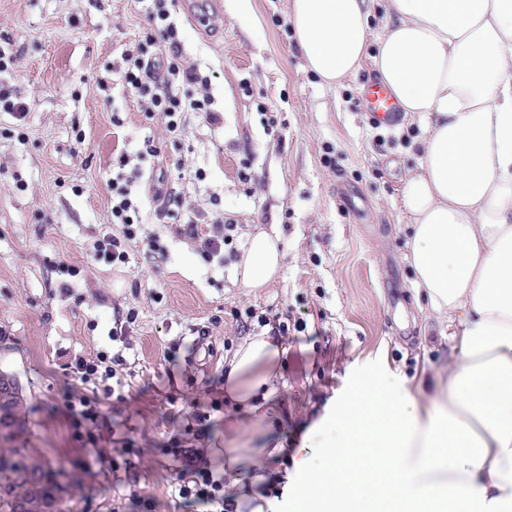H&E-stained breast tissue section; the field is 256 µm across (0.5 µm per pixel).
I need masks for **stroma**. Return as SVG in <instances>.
Segmentation results:
<instances>
[{
	"instance_id": "obj_1",
	"label": "stroma",
	"mask_w": 512,
	"mask_h": 512,
	"mask_svg": "<svg viewBox=\"0 0 512 512\" xmlns=\"http://www.w3.org/2000/svg\"><path fill=\"white\" fill-rule=\"evenodd\" d=\"M219 2L217 11L208 0L174 2L187 62L216 74L208 94L218 117L188 113L175 135L112 73L148 28L139 0H0V36L16 56L0 80L29 105L20 125L0 112V371L18 381L31 447L63 482L78 481L72 512H141L142 496L151 512H206L173 493L170 447L183 440L197 466L223 468L216 379L260 331L242 326L247 311L289 328L267 402L282 426L269 433L292 448L312 434L318 459L338 440L323 418L358 381L422 390L452 352L419 307L405 259L401 189L418 164L420 119L377 127L364 118L371 63L338 88L321 86L295 46L289 0ZM147 139L159 154L138 158ZM123 154L129 162L116 168ZM119 174L165 256L142 241L127 265L94 260L95 243L116 229ZM159 188L190 206L202 234L216 233L219 214L236 224L223 263H206L198 242L176 234L181 216L156 199ZM257 224L280 234L285 259L275 280L249 290L235 266ZM66 265L77 276L63 274ZM130 311L124 343L112 341L110 328ZM100 350L123 356L107 381L119 392L104 399L86 444L60 407L74 384L64 368ZM195 399L211 406L210 426L194 425Z\"/></svg>"
}]
</instances>
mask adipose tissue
Wrapping results in <instances>:
<instances>
[{
  "label": "adipose tissue",
  "mask_w": 512,
  "mask_h": 512,
  "mask_svg": "<svg viewBox=\"0 0 512 512\" xmlns=\"http://www.w3.org/2000/svg\"><path fill=\"white\" fill-rule=\"evenodd\" d=\"M371 41L367 0H290L308 69L341 86L364 61L403 113L426 117L419 169L402 188L411 215L413 285L455 341L433 391L362 386L333 412L342 442L320 465L283 441L251 457L283 350L270 329L224 360L235 414L224 427L226 499L263 512L239 466L291 460L304 475L293 512H512V0H385ZM279 237L249 236L241 284L261 288L282 268Z\"/></svg>",
  "instance_id": "obj_1"
}]
</instances>
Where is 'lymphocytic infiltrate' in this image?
Instances as JSON below:
<instances>
[{
  "instance_id": "f902f5d3",
  "label": "lymphocytic infiltrate",
  "mask_w": 512,
  "mask_h": 512,
  "mask_svg": "<svg viewBox=\"0 0 512 512\" xmlns=\"http://www.w3.org/2000/svg\"><path fill=\"white\" fill-rule=\"evenodd\" d=\"M140 2L151 28L132 50L122 56L120 79L123 86L132 96L147 102L149 111L162 113L170 132L181 131L185 115L191 112L202 113L207 122H216L210 98H198L193 93L196 87L210 85L211 79L198 67L186 63L169 0ZM112 221L119 224V233L99 239L93 258L124 265L130 259L131 246L140 238L142 219L135 195L128 186L119 183L112 186ZM215 221L221 224V231L207 236L200 234L195 220L190 217L185 218L179 228L181 235L201 241L202 255L209 262L223 258L225 246L234 240V224L225 222L220 215ZM172 452L175 457L188 462L187 467L181 469L175 485L178 496L187 502L209 505L217 512H224L223 475L211 468L191 464V451L181 443H174Z\"/></svg>"
}]
</instances>
